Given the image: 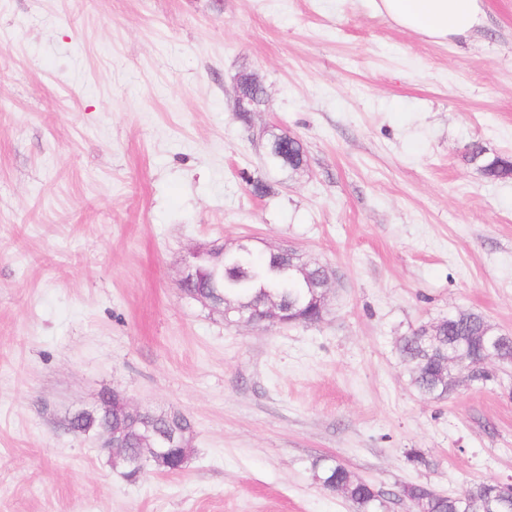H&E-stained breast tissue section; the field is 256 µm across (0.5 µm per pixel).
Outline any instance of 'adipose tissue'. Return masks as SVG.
<instances>
[{"instance_id": "ef3b65f1", "label": "adipose tissue", "mask_w": 512, "mask_h": 512, "mask_svg": "<svg viewBox=\"0 0 512 512\" xmlns=\"http://www.w3.org/2000/svg\"><path fill=\"white\" fill-rule=\"evenodd\" d=\"M400 27L447 43L469 36L485 18L482 0H375Z\"/></svg>"}]
</instances>
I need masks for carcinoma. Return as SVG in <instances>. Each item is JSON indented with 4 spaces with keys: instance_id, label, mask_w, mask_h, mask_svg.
Here are the masks:
<instances>
[{
    "instance_id": "cac0c4a2",
    "label": "carcinoma",
    "mask_w": 512,
    "mask_h": 512,
    "mask_svg": "<svg viewBox=\"0 0 512 512\" xmlns=\"http://www.w3.org/2000/svg\"><path fill=\"white\" fill-rule=\"evenodd\" d=\"M482 153V147L474 145L468 155L473 161L482 158ZM267 158L275 166L296 171L305 161V153L302 144L291 136L273 132ZM511 171L512 156L482 158L480 172L488 179H504ZM299 263L300 256L286 249L270 252L261 261L255 260L252 249L246 245L234 252L215 249L201 262L202 276L185 291L214 301L222 298L224 306L246 310L273 297L285 309L296 311L312 322L317 312L312 309L311 285L323 282L327 273L324 268L309 264L303 275L298 272ZM494 334L495 330L482 315L460 310L451 315L438 335H426L421 326L401 337L397 350L415 389L422 395L442 400L453 390L448 379L438 375L440 360L448 354V348L460 346L479 360L483 355V337ZM159 425L162 429L171 425L186 431L192 428L190 419L180 412L163 414ZM108 461L127 473L138 469L136 458L128 452H118L108 457ZM313 477L349 485L345 497L357 506L358 512H380L384 507L382 493L369 482L353 479L338 461L326 459L316 464ZM501 489L502 484L492 480L454 496L438 494L429 499L425 484L410 485L404 492L413 512H512V499L507 502L496 499Z\"/></svg>"
}]
</instances>
